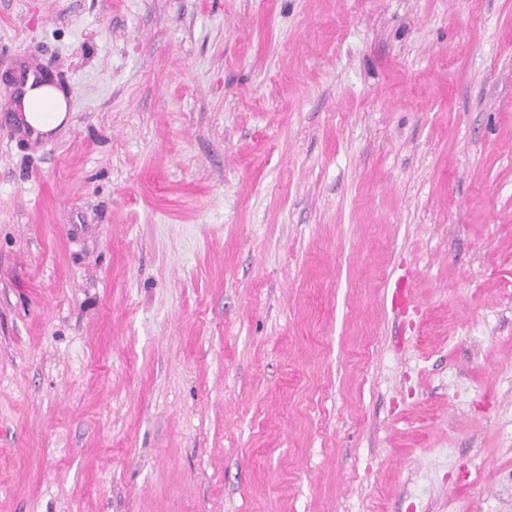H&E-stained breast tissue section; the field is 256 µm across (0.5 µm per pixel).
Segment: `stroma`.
I'll list each match as a JSON object with an SVG mask.
<instances>
[{"mask_svg":"<svg viewBox=\"0 0 512 512\" xmlns=\"http://www.w3.org/2000/svg\"><path fill=\"white\" fill-rule=\"evenodd\" d=\"M0 512H512V0H0ZM23 106L24 122L46 136L57 129L65 128L69 123L66 96L53 84L45 83L36 87L28 85ZM46 106L49 112H44Z\"/></svg>","mask_w":512,"mask_h":512,"instance_id":"1","label":"stroma"}]
</instances>
